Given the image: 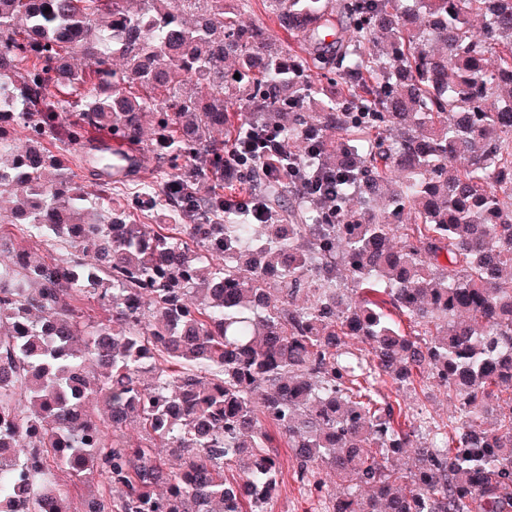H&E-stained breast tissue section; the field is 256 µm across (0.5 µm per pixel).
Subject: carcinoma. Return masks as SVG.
<instances>
[{
  "label": "carcinoma",
  "instance_id": "cac0c4a2",
  "mask_svg": "<svg viewBox=\"0 0 512 512\" xmlns=\"http://www.w3.org/2000/svg\"><path fill=\"white\" fill-rule=\"evenodd\" d=\"M247 2L0 0V512H69L64 472L115 490L88 512H267L282 440L329 512H512V0H266L283 38ZM242 101L284 150L257 225L199 192ZM88 127L152 133L127 167ZM159 157L137 209L181 223L130 224L112 187ZM384 374L458 406L406 424ZM245 24H256L264 26L271 31L282 35V31L276 26L274 17L269 12L268 4L263 0H251L247 12L242 15ZM51 150L62 156L65 164L69 168V172L72 178L86 187V190L90 193H95L96 187L93 184L91 176L82 163L78 161L77 154H74L71 150H61L55 147H51Z\"/></svg>",
  "mask_w": 512,
  "mask_h": 512
}]
</instances>
